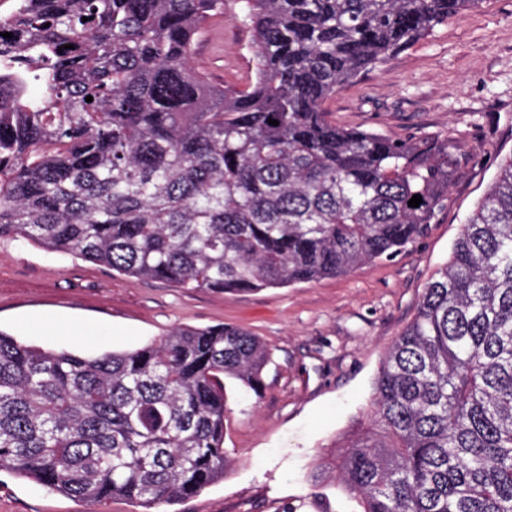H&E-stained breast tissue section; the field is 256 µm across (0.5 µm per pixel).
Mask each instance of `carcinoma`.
<instances>
[{"mask_svg":"<svg viewBox=\"0 0 512 512\" xmlns=\"http://www.w3.org/2000/svg\"><path fill=\"white\" fill-rule=\"evenodd\" d=\"M478 3L238 0L254 46L238 88L193 65L224 0H11L0 239L223 293L388 261L437 223L458 158L445 139L338 126L323 104ZM269 361L229 324L97 357L0 333V467L152 512L224 477V379L257 392ZM336 460L360 512H512V156Z\"/></svg>","mask_w":512,"mask_h":512,"instance_id":"1","label":"carcinoma"}]
</instances>
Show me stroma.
<instances>
[{
  "label": "stroma",
  "mask_w": 512,
  "mask_h": 512,
  "mask_svg": "<svg viewBox=\"0 0 512 512\" xmlns=\"http://www.w3.org/2000/svg\"><path fill=\"white\" fill-rule=\"evenodd\" d=\"M234 0L212 20L200 71L224 83L253 74L250 32ZM324 109L336 125L392 138L448 139L460 165L437 224L393 260L286 288L220 294L141 280L28 240H0V331L45 349L93 357L160 340L176 327L230 323L258 336L271 362L260 392L226 381L224 450L232 464L199 494L159 512H359L333 467L365 421L388 346L413 319L448 261L498 163L512 155V0H482L427 37L339 87ZM0 512H141L56 493L0 468Z\"/></svg>",
  "instance_id": "35a3bbf8"
}]
</instances>
